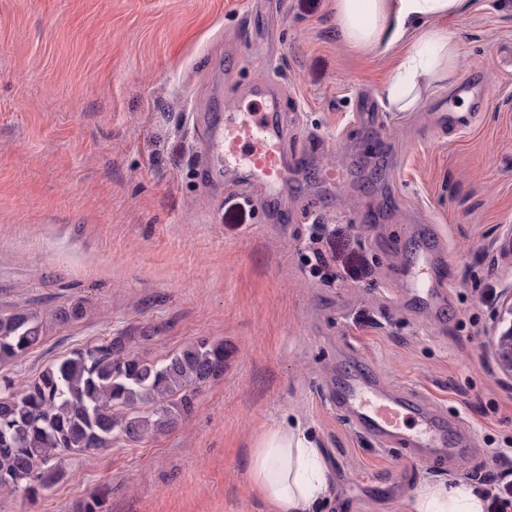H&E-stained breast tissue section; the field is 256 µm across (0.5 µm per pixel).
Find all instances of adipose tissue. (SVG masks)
Here are the masks:
<instances>
[{
    "label": "adipose tissue",
    "instance_id": "adipose-tissue-1",
    "mask_svg": "<svg viewBox=\"0 0 512 512\" xmlns=\"http://www.w3.org/2000/svg\"><path fill=\"white\" fill-rule=\"evenodd\" d=\"M466 0H335L336 29L349 48L395 58L385 90L394 112L414 111L434 89L455 79L459 58L448 18ZM256 491L272 512H314L330 489L329 470L312 435L281 426L260 437L251 461ZM475 489L439 482L414 498L410 512H486Z\"/></svg>",
    "mask_w": 512,
    "mask_h": 512
}]
</instances>
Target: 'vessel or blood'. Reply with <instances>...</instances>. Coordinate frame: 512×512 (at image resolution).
<instances>
[{
	"mask_svg": "<svg viewBox=\"0 0 512 512\" xmlns=\"http://www.w3.org/2000/svg\"><path fill=\"white\" fill-rule=\"evenodd\" d=\"M247 96V104L197 115L203 131L201 159L208 182L245 196L260 193L267 205L287 186L294 162L282 147L285 129L279 93L260 80L249 87ZM434 264L432 247H420L411 260L404 292L432 302ZM333 399L350 414L356 428L379 440L399 439L416 449H443L448 444L445 431L417 402L392 395L367 371L351 373Z\"/></svg>",
	"mask_w": 512,
	"mask_h": 512,
	"instance_id": "1",
	"label": "vessel or blood"
}]
</instances>
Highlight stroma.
Masks as SVG:
<instances>
[{
  "instance_id": "stroma-1",
  "label": "stroma",
  "mask_w": 512,
  "mask_h": 512,
  "mask_svg": "<svg viewBox=\"0 0 512 512\" xmlns=\"http://www.w3.org/2000/svg\"><path fill=\"white\" fill-rule=\"evenodd\" d=\"M448 27L482 97L451 85L392 112L393 59L347 48L332 0H0V314L85 309L0 376L26 384L118 334L156 361L197 339L229 351L174 429L77 455L38 501L2 487L0 512H81L100 491L107 512H267L251 455L288 423L329 468L320 512H409L427 484L501 469L512 377L490 329L512 286V0H468ZM262 79L304 159L284 224L197 168L193 114ZM448 101L463 132L436 122ZM428 235L450 271L438 315L400 291ZM358 367L434 417L448 456L355 428L329 393Z\"/></svg>"
}]
</instances>
